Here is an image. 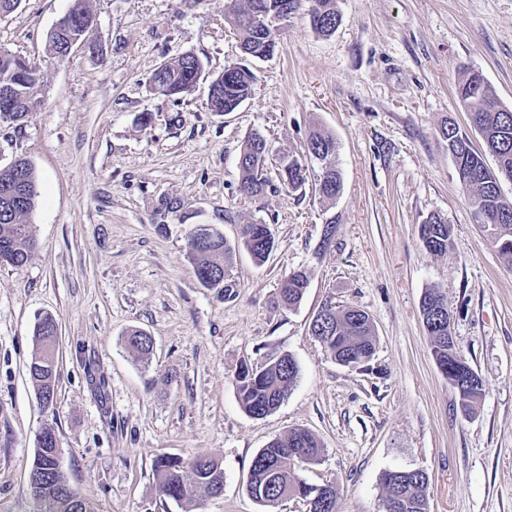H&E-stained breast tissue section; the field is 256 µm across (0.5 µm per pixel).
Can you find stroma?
Segmentation results:
<instances>
[{"mask_svg": "<svg viewBox=\"0 0 512 512\" xmlns=\"http://www.w3.org/2000/svg\"><path fill=\"white\" fill-rule=\"evenodd\" d=\"M69 3L22 0L0 16V47L39 64L44 93L23 125L0 122V165L29 159L40 192L35 250L0 267V512H33L28 476L47 423L71 488L97 512H270L248 493L251 461L295 429L320 439V461L298 474L333 485L337 512H382L393 469L428 473L429 512H512V269L482 234L440 133L450 119L483 144L458 104L463 70L512 108V0H336L329 36L302 0L264 60L242 54L227 0H90L99 54L48 59ZM184 52L205 80L175 101L153 93V70ZM236 63L253 74L249 97L209 111L208 78ZM315 126L338 146L332 201L279 180L281 158L302 153ZM256 132L268 185L250 196L237 162ZM433 215L453 228L444 254L419 238ZM201 224L233 243L247 224L275 236L264 264L236 251L229 297L196 278L188 239ZM294 271L309 286L288 309L277 297ZM431 288L483 381L469 416L431 353L420 313ZM326 303L370 315L366 367L337 364L311 335ZM44 314L59 326L49 405L27 371ZM132 329L152 336L150 365L126 346ZM283 354L296 384L275 412L250 417L236 371ZM160 454L220 459L222 495L159 496Z\"/></svg>", "mask_w": 512, "mask_h": 512, "instance_id": "stroma-1", "label": "stroma"}]
</instances>
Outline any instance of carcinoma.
Instances as JSON below:
<instances>
[{
	"label": "carcinoma",
	"instance_id": "obj_1",
	"mask_svg": "<svg viewBox=\"0 0 512 512\" xmlns=\"http://www.w3.org/2000/svg\"><path fill=\"white\" fill-rule=\"evenodd\" d=\"M300 0H232L231 11L242 43L259 54L270 57L276 49L275 33L267 30L259 33L254 25L255 11L261 10L266 17H278L286 10L293 13ZM80 22L68 28L51 29L47 34L45 51L52 58L67 56L69 44L87 42L89 52H99L97 44L87 40L93 28L94 17L89 0H71ZM321 15L323 26L316 32L329 36L336 31L341 16L336 9V0H313L309 17ZM204 69L202 60L191 52L181 53L163 62L150 78L151 90L167 98H177L190 91L199 81ZM252 82L250 70L234 66L230 75L218 80L214 93L208 97L212 112H224V108L249 93ZM43 84L39 70L33 62L0 49V122L20 125L28 114L42 101ZM461 107L469 113L473 127L482 135L486 149L496 162V167L512 168V109L504 107L491 86L478 72H467L456 87ZM441 134L459 142L460 148L452 153L456 170L468 175L462 188L469 194L474 213L483 218L480 228L494 245L500 259L512 268V198L501 193L496 182L497 173L491 170L482 154L466 144L467 134L444 122ZM268 142L262 134L254 133L245 141L239 154L238 169L240 188L247 194L257 195L264 190L266 181L262 177L260 156L268 153ZM321 163V172L315 182L319 195L333 200L342 191V181L336 166V141L328 133L313 129L304 145L303 155L283 157L280 163V182L288 192H300L308 182L306 160ZM38 175L34 166L24 157H16L5 166H0V266H21L27 262L36 247L32 225L28 218L38 205ZM199 231L189 239L194 272L198 282L205 288L217 289L224 296H231L235 283L232 279V258L236 246L244 247L256 264H263L275 247V238H262L254 224H247L238 245L234 246L217 233L202 246H196ZM451 226L439 216H431L419 225V236L424 247L434 254H445L451 244ZM308 279L302 272H293L286 277L280 288V301L293 307L300 303ZM440 296L434 289L426 291L420 305L421 315H429L428 323L432 354L436 365L451 362L448 345V319L434 322L436 315L426 311V303ZM58 325L50 315L38 318L34 337L37 349L29 365V377L37 387L39 398L49 404L55 396L57 362L54 352ZM311 335L325 351L339 358L346 356L354 367L368 363L375 351V335L368 313H358L350 306L332 307L323 321L310 326ZM128 347L141 358L148 359L153 340L139 329L130 330L125 338ZM298 378V367L289 355H281L264 366L259 372L242 365L236 374L237 396L243 410L253 418H263L274 412L286 398L288 390ZM462 411L469 415L483 394V389L456 390ZM36 451L30 473L43 481L47 492L65 503L64 512H79L83 503H66L64 490L69 488L63 471L54 469L51 453L59 447L55 428L45 425L38 433ZM322 444L319 439L304 429L294 430L284 437L271 439L252 459L250 472L257 489L263 497L257 502H266L267 507L279 504L286 493L294 489L296 496L313 501V512H336L335 489L329 488V502L313 500L315 491L297 474L300 464H312L321 459ZM153 474L159 493L175 501L190 500L199 490L213 495L223 488L224 470L220 460L211 456H195L189 460L170 455H159L154 459ZM429 475L415 474L403 483L402 493L408 502L406 512H428L427 489Z\"/></svg>",
	"mask_w": 512,
	"mask_h": 512
}]
</instances>
